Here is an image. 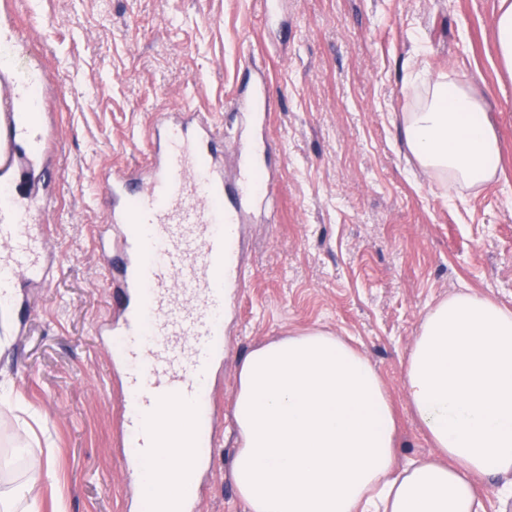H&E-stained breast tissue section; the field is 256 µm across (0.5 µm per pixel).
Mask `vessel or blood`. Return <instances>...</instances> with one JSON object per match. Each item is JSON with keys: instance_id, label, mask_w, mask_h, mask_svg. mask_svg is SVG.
Here are the masks:
<instances>
[{"instance_id": "vessel-or-blood-1", "label": "vessel or blood", "mask_w": 512, "mask_h": 512, "mask_svg": "<svg viewBox=\"0 0 512 512\" xmlns=\"http://www.w3.org/2000/svg\"><path fill=\"white\" fill-rule=\"evenodd\" d=\"M0 288L47 281L43 239L52 196L44 99L15 68L30 62L16 13L0 16ZM264 81L248 85L237 108L264 124ZM224 136L205 113L188 106L162 111L144 165L103 167L108 213L98 229L116 311L106 345L122 372L120 434L125 469L141 468L166 439L155 421L171 400L190 408L185 436L198 468L215 453L218 389L224 365V323L246 281L239 224L246 206L273 195L277 178L256 181L242 167L224 178Z\"/></svg>"}]
</instances>
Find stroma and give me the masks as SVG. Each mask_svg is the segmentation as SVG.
Returning <instances> with one entry per match:
<instances>
[{"label": "stroma", "instance_id": "stroma-1", "mask_svg": "<svg viewBox=\"0 0 512 512\" xmlns=\"http://www.w3.org/2000/svg\"><path fill=\"white\" fill-rule=\"evenodd\" d=\"M500 0H33L23 33L54 87L53 274L0 316V486L33 483L41 512H145L119 447L120 381L102 330L111 290L95 243L106 215L99 165L147 159L159 111L185 103L224 134V176L243 163L235 95L263 74L260 131L280 173L244 215L246 288L224 326L216 453L196 512H245L229 465L237 369L291 330L348 336L379 372L399 418L398 461L433 455L408 403L403 364L437 301L478 293L512 308V75L501 66ZM475 91L499 139L500 173L449 197L411 161L406 113L424 75ZM52 451V474L29 461Z\"/></svg>", "mask_w": 512, "mask_h": 512}]
</instances>
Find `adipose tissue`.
<instances>
[{
    "instance_id": "ef3b65f1",
    "label": "adipose tissue",
    "mask_w": 512,
    "mask_h": 512,
    "mask_svg": "<svg viewBox=\"0 0 512 512\" xmlns=\"http://www.w3.org/2000/svg\"><path fill=\"white\" fill-rule=\"evenodd\" d=\"M419 165L449 188H479L501 163L498 138L470 89L434 80L404 119ZM408 402L437 455L399 465L397 422L371 362L342 337L291 333L252 349L237 376L239 446L230 474L247 512H483L486 483L512 496V310L477 293L450 296L423 317L404 364ZM184 413L169 404L170 434L144 477L181 512L192 470L177 455Z\"/></svg>"
}]
</instances>
